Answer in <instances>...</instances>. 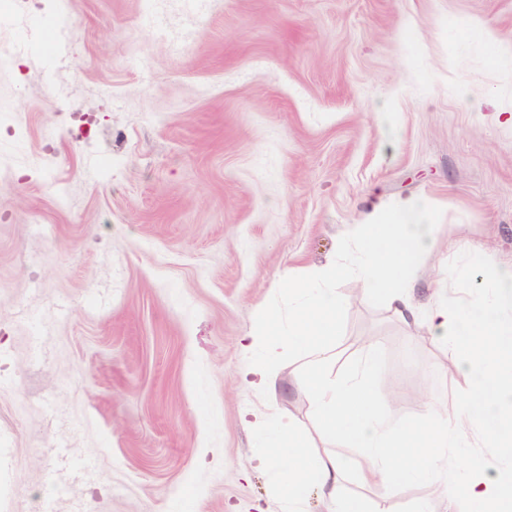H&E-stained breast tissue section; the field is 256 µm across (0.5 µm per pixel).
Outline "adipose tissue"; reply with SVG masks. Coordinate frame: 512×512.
Wrapping results in <instances>:
<instances>
[{"label":"adipose tissue","instance_id":"1","mask_svg":"<svg viewBox=\"0 0 512 512\" xmlns=\"http://www.w3.org/2000/svg\"><path fill=\"white\" fill-rule=\"evenodd\" d=\"M357 253L350 265L326 264L304 280L286 279L293 307L287 318L270 310L256 314L264 354L251 370L261 385L272 384L269 362L283 351L305 353L312 367L308 391L324 440L354 448V460L310 455L293 421L268 423L270 439L259 449L273 473L280 512H305L312 487H320L325 512H365L361 501L344 497L342 481L349 465L363 480L394 497L407 485L424 482L440 497L464 496L467 512H512V476L496 470L495 458H512V259L497 261L493 279L473 283L460 302L435 289L434 302L420 309L412 289L419 259L434 247L432 216L408 201L388 223L365 224L356 232ZM349 275L369 296H381L401 321L425 319L430 333L456 357L450 376L469 380L457 402L427 401L420 423L394 428L379 414L372 385L379 368L377 347H369L345 377H331L328 337L337 335L344 297L333 286Z\"/></svg>","mask_w":512,"mask_h":512}]
</instances>
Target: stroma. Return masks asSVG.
<instances>
[{
    "label": "stroma",
    "mask_w": 512,
    "mask_h": 512,
    "mask_svg": "<svg viewBox=\"0 0 512 512\" xmlns=\"http://www.w3.org/2000/svg\"><path fill=\"white\" fill-rule=\"evenodd\" d=\"M3 102L0 512H277L267 416L350 450L318 435L305 354L246 386L257 310L288 312L276 282L405 200L436 243L416 302L512 257V0H0ZM335 286L334 376L375 341L392 423L462 398L423 321ZM343 491L444 512L426 484Z\"/></svg>",
    "instance_id": "obj_1"
}]
</instances>
